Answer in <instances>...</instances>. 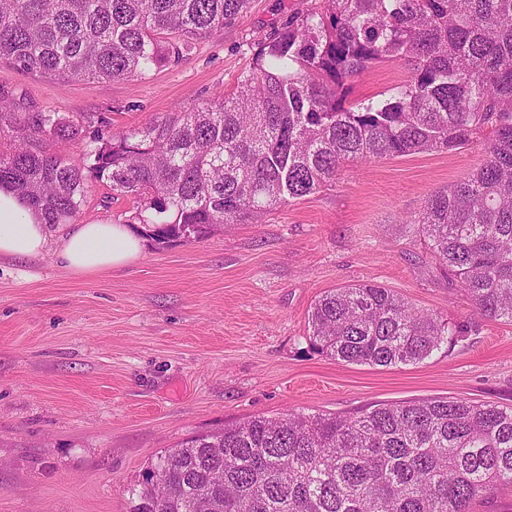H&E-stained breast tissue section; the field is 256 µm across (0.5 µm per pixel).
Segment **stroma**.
<instances>
[{"label": "stroma", "instance_id": "stroma-1", "mask_svg": "<svg viewBox=\"0 0 512 512\" xmlns=\"http://www.w3.org/2000/svg\"><path fill=\"white\" fill-rule=\"evenodd\" d=\"M312 0H251L179 65L141 78L61 84L0 64V87L72 119L140 126L232 91L267 39ZM407 75L357 78L364 99ZM482 144L355 163L332 187L196 242L147 240L136 260L91 276L52 254L0 256V512H126L161 450L288 409L349 415L428 397L512 406V323L479 315L408 221L434 191L477 168ZM131 208L89 185L78 223ZM373 282L463 326L417 364L335 361L311 345L321 293Z\"/></svg>", "mask_w": 512, "mask_h": 512}]
</instances>
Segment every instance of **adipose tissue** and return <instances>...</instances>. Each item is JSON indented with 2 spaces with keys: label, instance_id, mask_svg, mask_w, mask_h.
I'll return each mask as SVG.
<instances>
[{
  "label": "adipose tissue",
  "instance_id": "ef3b65f1",
  "mask_svg": "<svg viewBox=\"0 0 512 512\" xmlns=\"http://www.w3.org/2000/svg\"><path fill=\"white\" fill-rule=\"evenodd\" d=\"M51 229L22 197L0 188V255L37 257L54 250L58 261L81 275L124 266L142 251V238L129 224H73L51 242Z\"/></svg>",
  "mask_w": 512,
  "mask_h": 512
}]
</instances>
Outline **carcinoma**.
Returning a JSON list of instances; mask_svg holds the SVG:
<instances>
[{
	"label": "carcinoma",
	"instance_id": "cac0c4a2",
	"mask_svg": "<svg viewBox=\"0 0 512 512\" xmlns=\"http://www.w3.org/2000/svg\"><path fill=\"white\" fill-rule=\"evenodd\" d=\"M250 0H0V62L63 83L143 77L189 58ZM408 75L349 101L386 63ZM0 88V187L55 227L89 183L133 200L128 224L194 242L320 191L350 162L454 152L468 176L433 192L416 224L483 317L512 322V0H320L257 44L236 88L140 127H95ZM90 139L82 154L52 152ZM315 350L390 368L459 334L392 289L325 291ZM512 490V408L432 397L340 416L288 411L195 435L159 453L127 512H477Z\"/></svg>",
	"mask_w": 512,
	"mask_h": 512
}]
</instances>
